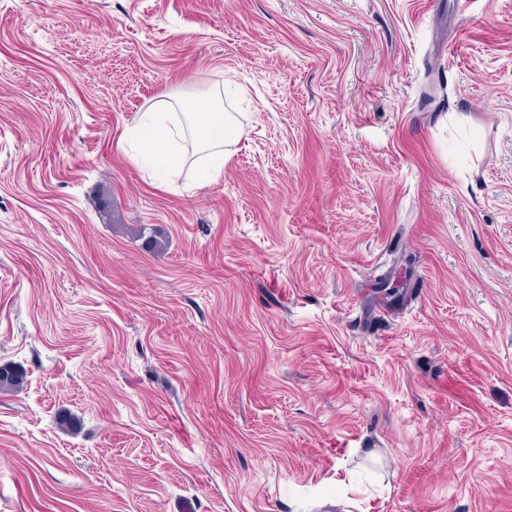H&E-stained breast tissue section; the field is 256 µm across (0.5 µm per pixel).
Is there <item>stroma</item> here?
Wrapping results in <instances>:
<instances>
[{"mask_svg": "<svg viewBox=\"0 0 512 512\" xmlns=\"http://www.w3.org/2000/svg\"><path fill=\"white\" fill-rule=\"evenodd\" d=\"M4 363L0 512H512V0H0ZM139 126L143 159L159 168L171 185L182 176L191 158L194 159L190 166L195 168L199 181L217 182L224 173V156L225 161L228 157L224 146L231 145L244 133L235 114L224 112L220 91L201 102L171 95L156 99L142 112ZM159 144L166 146L164 154L154 151ZM25 382L24 370L12 363L0 365V392L20 389Z\"/></svg>", "mask_w": 512, "mask_h": 512, "instance_id": "stroma-1", "label": "stroma"}]
</instances>
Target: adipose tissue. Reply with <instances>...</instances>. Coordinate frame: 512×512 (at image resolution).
Listing matches in <instances>:
<instances>
[{"instance_id":"1","label":"adipose tissue","mask_w":512,"mask_h":512,"mask_svg":"<svg viewBox=\"0 0 512 512\" xmlns=\"http://www.w3.org/2000/svg\"><path fill=\"white\" fill-rule=\"evenodd\" d=\"M144 160L176 183L185 165L199 181L213 183L224 173L225 148L244 132L235 114L225 111L221 92L205 100L165 96L139 118Z\"/></svg>"}]
</instances>
